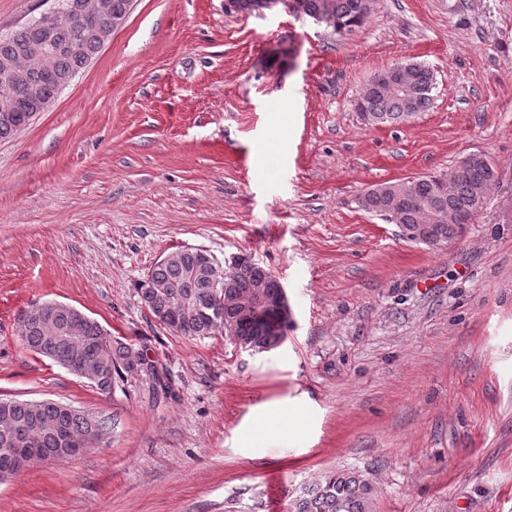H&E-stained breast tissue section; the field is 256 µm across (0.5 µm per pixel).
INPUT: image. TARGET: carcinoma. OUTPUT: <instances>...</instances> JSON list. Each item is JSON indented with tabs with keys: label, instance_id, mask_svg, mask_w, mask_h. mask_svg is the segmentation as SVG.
Returning <instances> with one entry per match:
<instances>
[{
	"label": "carcinoma",
	"instance_id": "carcinoma-1",
	"mask_svg": "<svg viewBox=\"0 0 512 512\" xmlns=\"http://www.w3.org/2000/svg\"><path fill=\"white\" fill-rule=\"evenodd\" d=\"M66 0H57L59 8L53 41H48L42 27L31 20L7 37H0V64L8 63L24 74L25 85L38 89L42 99L56 100L62 83L84 70L103 48L92 25H77L65 10ZM306 16L320 23L333 20L338 34L351 32L368 20L372 3L368 0H305ZM49 44L52 48L48 67L34 66L26 50L30 46ZM408 90L395 88L394 68L373 75L363 93L357 98L356 112L369 113L368 124H393L407 121L430 109L433 102V75L425 65L410 61ZM34 109L24 95L16 92V119L0 121V139H6L26 127L25 119ZM495 180V173L482 164L471 167L456 179L453 193L442 176H420L411 180L387 181L370 186L359 198L360 207L380 217L398 197L405 199L401 210L403 224H431L437 236L446 242L458 237L457 228L440 218L451 210L475 212ZM205 250L181 247L167 254V260L157 261L149 270L139 289L142 304L157 322L175 335L185 337L210 336L224 332V319L215 314L218 307H234V302L260 289L273 296L277 284L270 276L254 266H229L224 274V287L215 288L207 271ZM23 346L39 355L66 365L76 359L98 366L101 380L93 386L109 394L116 385L145 374L152 377L154 386L168 395L172 388L160 371L148 372L139 367L140 350L130 344L113 341L96 321L83 323L79 335L65 339L54 336L28 319L27 311L18 316ZM230 338H237L267 351L278 346V337L268 336L262 322L245 313L234 314ZM9 413L15 428H24L40 448L59 447L58 432L65 431L75 440L93 437L97 430L108 428V421L76 410L67 413L60 403L44 399L32 405L27 400H0V417ZM375 488L356 471H334L322 474L303 486L289 502L288 512H373Z\"/></svg>",
	"mask_w": 512,
	"mask_h": 512
}]
</instances>
